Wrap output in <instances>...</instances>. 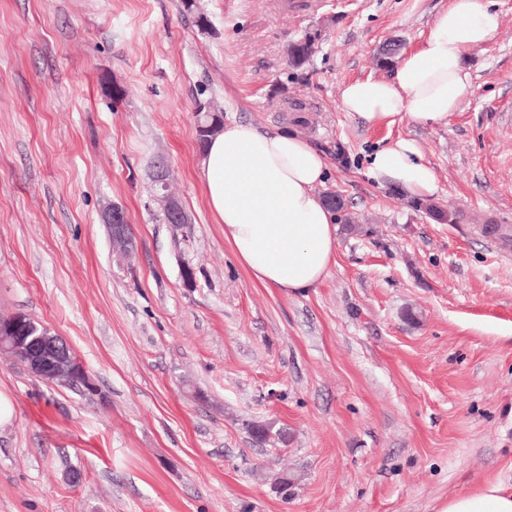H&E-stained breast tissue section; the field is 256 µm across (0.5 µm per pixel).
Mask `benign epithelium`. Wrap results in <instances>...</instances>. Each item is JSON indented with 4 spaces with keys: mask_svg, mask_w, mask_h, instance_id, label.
<instances>
[{
    "mask_svg": "<svg viewBox=\"0 0 512 512\" xmlns=\"http://www.w3.org/2000/svg\"><path fill=\"white\" fill-rule=\"evenodd\" d=\"M165 211L170 224H184L185 212L180 202L169 195L165 199ZM102 223L112 236V244L120 255L130 258L135 254L136 242L130 232L126 210L112 204L101 212ZM0 354L23 361L30 372L45 382L82 379L83 391L93 395L96 385L71 347L61 337L40 332L27 319L8 316L0 320Z\"/></svg>",
    "mask_w": 512,
    "mask_h": 512,
    "instance_id": "7a95c632",
    "label": "benign epithelium"
}]
</instances>
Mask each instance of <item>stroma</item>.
Segmentation results:
<instances>
[{"mask_svg": "<svg viewBox=\"0 0 512 512\" xmlns=\"http://www.w3.org/2000/svg\"><path fill=\"white\" fill-rule=\"evenodd\" d=\"M450 2L0 0V315L62 337L98 388L0 356V512H441L512 474V259L478 231L512 225V0H483L500 27L469 50L453 118L373 125L340 106ZM203 100L328 156L323 188L356 224L317 287L266 288L236 261L199 178ZM399 137L453 222L368 176ZM161 169L189 224L161 220ZM113 203L130 261L100 220ZM255 424L287 442L257 444ZM101 220L112 236L114 248L120 255L131 258L136 251V242L129 230L130 222L126 210L122 206L113 203L102 210Z\"/></svg>", "mask_w": 512, "mask_h": 512, "instance_id": "35a3bbf8", "label": "stroma"}]
</instances>
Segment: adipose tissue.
I'll list each match as a JSON object with an SVG mask.
<instances>
[{"label": "adipose tissue", "instance_id": "ef3b65f1", "mask_svg": "<svg viewBox=\"0 0 512 512\" xmlns=\"http://www.w3.org/2000/svg\"><path fill=\"white\" fill-rule=\"evenodd\" d=\"M498 28V14L482 0H452L420 47L400 58L391 78L344 87L343 111L374 124L407 119L429 126L450 119L471 88L469 49L490 40ZM328 169L325 154L291 131L263 132L232 122L204 145L199 178L208 207L237 261L262 286L303 291L326 277L338 226L316 188ZM367 171L416 198L437 191L432 170L408 139L371 153ZM442 512H512V487L487 480L450 498Z\"/></svg>", "mask_w": 512, "mask_h": 512}]
</instances>
